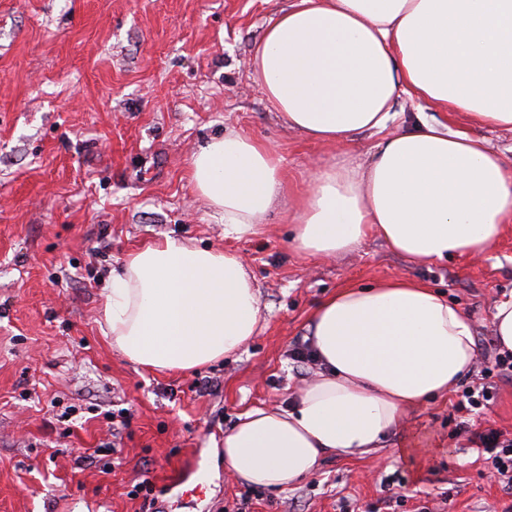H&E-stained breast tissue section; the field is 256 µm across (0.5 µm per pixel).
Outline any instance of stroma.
Segmentation results:
<instances>
[{
	"label": "stroma",
	"instance_id": "obj_1",
	"mask_svg": "<svg viewBox=\"0 0 512 512\" xmlns=\"http://www.w3.org/2000/svg\"><path fill=\"white\" fill-rule=\"evenodd\" d=\"M290 0H0V512H140L149 479L161 512H224L248 485L224 467V432L253 407L290 405L314 369L290 353L314 305L338 288L413 277L468 316L477 351L512 294V223L487 250L413 265L377 238L332 259L295 250L271 214L228 239L189 181L192 154L234 129L284 159L289 194L326 164L372 152L378 135L325 145L277 119L252 77L267 21ZM512 159V130L436 112ZM165 237L244 256L264 323L241 352L188 372L148 371L112 345L110 281L134 247ZM412 412L373 456L336 453L251 512H354L402 495L397 512H502L512 492L456 428L471 385ZM208 391L197 395L194 386ZM129 409L128 426L110 417ZM471 428L512 432V380ZM101 448L89 460L92 448ZM199 462L202 492L183 463Z\"/></svg>",
	"mask_w": 512,
	"mask_h": 512
}]
</instances>
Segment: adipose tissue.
Here are the masks:
<instances>
[{"label": "adipose tissue", "instance_id": "ef3b65f1", "mask_svg": "<svg viewBox=\"0 0 512 512\" xmlns=\"http://www.w3.org/2000/svg\"><path fill=\"white\" fill-rule=\"evenodd\" d=\"M253 58L289 129L328 144L383 138L367 161L328 165L289 199L269 145L237 131L211 137L189 178L225 235L256 233L284 198L304 255L333 258L374 234L425 265L485 251L512 223V165L484 139L424 118L387 130L403 96L512 129V0H292ZM104 318L132 363L192 370L247 346L262 308L241 256L168 238L128 253ZM309 333L318 370L297 402L246 411L224 434L225 468L254 486L282 489L327 455L375 451L475 359L469 318L412 278L340 288L316 305Z\"/></svg>", "mask_w": 512, "mask_h": 512}]
</instances>
